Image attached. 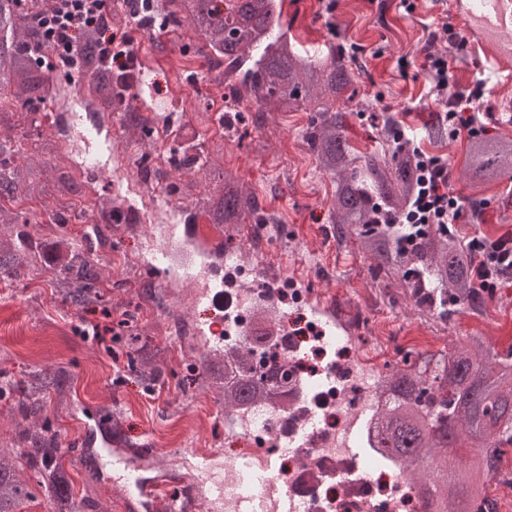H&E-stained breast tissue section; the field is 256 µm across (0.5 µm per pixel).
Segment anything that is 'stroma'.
<instances>
[{"mask_svg":"<svg viewBox=\"0 0 512 512\" xmlns=\"http://www.w3.org/2000/svg\"><path fill=\"white\" fill-rule=\"evenodd\" d=\"M412 2L408 11L402 0H285L284 17L302 55L317 56L332 45L354 55L359 97L366 106L349 118L357 148L375 147L378 116L393 114L414 131L424 151L447 162L450 190L483 204L482 217L462 225L461 235L512 233V172L490 188H473L462 176L466 139L436 140L427 133L449 94L438 91L424 71V56L447 54L450 89L485 80L475 111L488 133L512 135V86L490 73L474 45L449 46L442 29L449 17L433 11V0ZM113 13V29L132 33L139 56L128 102L142 98L157 111L176 113L180 125L191 127L193 144L218 150L225 166L238 173L274 218L262 232V245L243 242L235 260L247 268L274 263L280 278L299 275L311 295L334 300L337 313L358 333L355 348L367 363L395 358L400 349L445 351L453 341L473 335L487 337L496 350L512 348V283L488 298L480 312L456 311L439 319L414 306L396 284L376 277L356 241L336 242L329 219L334 188L303 140L311 110L274 113L260 128L247 121L224 127L219 122L224 87L196 53L189 31L166 30L158 23L148 31L134 30L124 7ZM402 57L408 61L404 69L397 65ZM8 118L27 156L67 174L79 190L34 193L7 204L20 217L11 227L16 247L33 250L36 261L21 278L0 274V386L9 388L0 397V441L10 442L17 404L37 372L61 371L63 391L48 396L43 416L67 449L64 461L74 492L93 504L94 512H124L129 488L113 473L111 449L82 445L97 429L96 412L117 418L129 446L146 445L140 475L147 480L170 471L172 458L183 449L224 446L217 393L205 384H181L187 364L200 352L193 327L207 321L202 308H183V286L162 287V272L145 267L143 245L151 225L135 219L100 227L91 222L100 208L124 206L126 199L115 177L99 175V165L123 157L134 166L141 192L150 195L158 180L138 168L139 159L147 154L163 165L183 139L162 129L143 140L125 128L122 112L77 116L51 101L41 113L18 111ZM59 210L70 217L62 231L50 222ZM62 237L97 260L113 320L132 319L133 330L142 333L164 368L159 380L141 379L129 369L123 350H108L83 335V328L100 320L101 310L67 304L57 295L50 250Z\"/></svg>","mask_w":512,"mask_h":512,"instance_id":"1","label":"stroma"}]
</instances>
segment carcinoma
<instances>
[{
	"mask_svg": "<svg viewBox=\"0 0 512 512\" xmlns=\"http://www.w3.org/2000/svg\"><path fill=\"white\" fill-rule=\"evenodd\" d=\"M20 0H0V112L5 102L41 112L49 99L68 105L61 81L40 66L45 52L42 29L33 11ZM152 15L177 30L185 25L198 39L196 50L225 84L236 105L248 101L264 125L270 112H293L309 106L315 112L305 141L322 174L334 186L331 204L336 241L354 237L378 274L395 280L420 309L441 318L448 306L480 311L485 296L472 278L474 257L467 244L437 226L412 246L399 242L411 232L405 217L417 189L414 154L400 150L392 116L381 117L382 151H357L347 135V115L360 113L355 60L340 49L314 59L298 53L283 22L282 0H154ZM71 54L81 60L82 80L100 108L123 107L127 127L149 134L151 122L135 105H123L119 83L101 71L95 30L84 31ZM170 167L201 172L216 183L202 213L210 224H222L228 235L245 226L258 229L270 217L260 211L253 193L234 170L218 168L202 151L172 150ZM512 169V136L478 135L468 140L463 174L475 188L498 182ZM43 171L22 159L19 140L0 132V198L31 192ZM35 255L18 252L0 257V270L19 278ZM99 275L83 253L68 249L55 270L59 294L80 305L100 298ZM251 347L224 352L234 364L225 375L224 408L239 411L262 403L288 380L285 365L261 374L249 363ZM131 366L155 380L163 370L151 358ZM378 387L389 394L377 408V429L370 446L414 474L432 512H481L493 476L501 471L503 449L512 448V350L496 351L484 336H468L448 351L424 362L404 354L380 365ZM46 384L21 406L11 447L0 448V512H26L36 480L47 512H87L89 505L71 491V476L62 463L66 454L58 434L38 416L57 375L44 373ZM33 476H28L27 471Z\"/></svg>",
	"mask_w": 512,
	"mask_h": 512,
	"instance_id": "cac0c4a2",
	"label": "carcinoma"
}]
</instances>
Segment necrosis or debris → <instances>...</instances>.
Here are the masks:
<instances>
[{
  "label": "necrosis or debris",
  "instance_id": "obj_1",
  "mask_svg": "<svg viewBox=\"0 0 512 512\" xmlns=\"http://www.w3.org/2000/svg\"><path fill=\"white\" fill-rule=\"evenodd\" d=\"M295 297L282 317L288 334V382L251 413L224 418V437L232 451L224 465L241 498L261 497L268 486H291L304 497L308 512H427L418 484L408 471L391 465L367 448L375 430L374 412L385 397L377 389L378 374L358 357L351 341H338L332 354L319 347L320 338ZM224 305L236 320L215 322L225 345L242 344L257 324V305L228 296ZM313 390L309 405L298 401L299 386ZM318 421V436L301 452L280 458L275 471L240 480L238 461L246 455L271 452L280 425L298 421L305 410Z\"/></svg>",
  "mask_w": 512,
  "mask_h": 512
}]
</instances>
